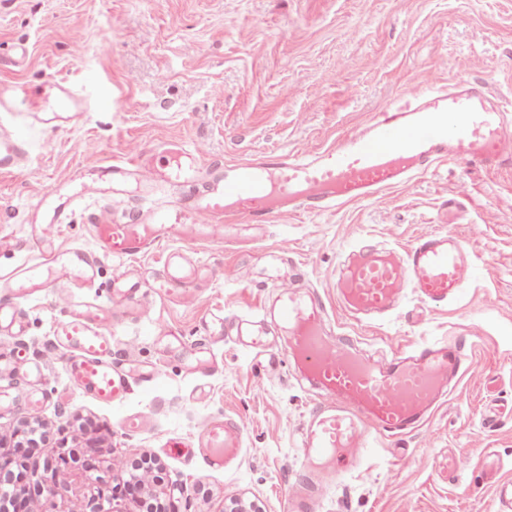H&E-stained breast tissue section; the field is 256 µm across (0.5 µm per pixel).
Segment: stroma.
<instances>
[{"label": "stroma", "instance_id": "1", "mask_svg": "<svg viewBox=\"0 0 512 512\" xmlns=\"http://www.w3.org/2000/svg\"><path fill=\"white\" fill-rule=\"evenodd\" d=\"M19 45L28 58L17 68L10 59ZM421 71L443 81L465 71L512 100V0H0V81L34 84L50 75L92 103L79 123L56 131L17 112L0 116L28 145L21 169L0 173V240L25 241V214L46 184L132 158L136 146L179 140L224 162L311 151L417 87ZM170 196L90 195L58 227L56 241L92 248V223L145 220ZM434 229L458 234L473 252L477 273L458 300L422 314L407 305L380 324L340 314L332 282L347 245L364 238L401 249ZM278 245L344 331L374 348L386 353L450 340L471 351L447 403L393 448L370 449L367 475L332 483L322 512H495L494 480L512 478V416H502L491 432L482 418L490 400L512 407V164L440 165L370 203L288 215L256 232L232 229L224 245L196 246L188 260L245 270ZM264 301L255 279L199 281L186 300L155 301L142 317L117 314L116 360L135 356L154 365L158 378L136 385L114 408L69 389L67 354L50 335L61 312L54 289L25 303L22 341L50 364V392L32 410L27 385L16 384L13 405L0 410V454L25 423H46L28 464L31 512L87 505L96 478L130 471L134 448L158 460L163 483L156 491L179 512H284L300 475L299 431L310 408L293 374L230 339L214 344L215 367L197 372L155 340L168 325L193 345L214 308L232 318L258 311ZM215 413L246 426L238 463L226 472L209 470L174 445ZM130 414L146 416L141 433L121 429ZM460 453L466 461L452 482L448 459ZM60 454L76 459L59 476L70 491L50 499L41 491L43 461Z\"/></svg>", "mask_w": 512, "mask_h": 512}]
</instances>
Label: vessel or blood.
<instances>
[{"instance_id":"b4317fda","label":"vessel or blood","mask_w":512,"mask_h":512,"mask_svg":"<svg viewBox=\"0 0 512 512\" xmlns=\"http://www.w3.org/2000/svg\"><path fill=\"white\" fill-rule=\"evenodd\" d=\"M82 110V100L66 82L0 81V112L26 113L40 127L64 128ZM26 154L20 136L0 130V172L17 170ZM440 162H512V113L484 83L466 77L448 85L425 79L423 89L404 93L336 143L304 154L215 163L202 148L180 141L164 143L155 153L137 148L132 159L80 171L71 185L44 187L37 207L47 216L33 220L23 245L34 260L0 269V286L10 295L0 302V329L23 332L21 304L42 288L94 287L101 262L113 263L108 302L68 296L51 335L54 345L69 353L70 387L101 405H120L136 383L154 381L157 373L150 366L114 361L115 344L108 334L114 304L139 315L143 294L171 300L185 296L186 285L197 279L240 276L235 269L185 267L176 252L168 275L143 285L123 271L124 263L173 241L186 247L223 243L232 224L258 226L279 215H322L342 204L369 202L386 190L411 185ZM131 182L147 191L176 186L181 193L150 222L93 225V249L51 246L85 191L113 195ZM474 274L472 253L449 231L426 232L401 250L361 240L339 261L336 303L350 320L369 324L390 317L409 296L429 309L445 307L463 294ZM263 277L271 290L268 302L260 314L239 317L236 332L256 355L285 357L316 395L300 432L303 477L290 488L287 503L289 512H318L328 483L362 474L368 449L415 432L447 401L468 353L457 343L436 341L375 358L337 330L316 290L289 282L277 253L267 254ZM224 325L223 309L211 311L205 339L185 351L193 369L212 366L211 342L223 338ZM8 363L31 382L29 404L42 405L45 366L20 345L10 351ZM244 434L241 419L211 415L185 446L190 456L221 472L238 459Z\"/></svg>"}]
</instances>
